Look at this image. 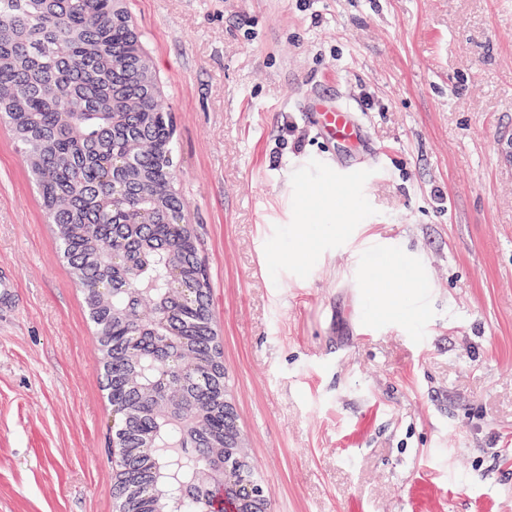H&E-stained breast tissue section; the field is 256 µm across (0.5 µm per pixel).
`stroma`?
<instances>
[{"label": "stroma", "instance_id": "1", "mask_svg": "<svg viewBox=\"0 0 512 512\" xmlns=\"http://www.w3.org/2000/svg\"><path fill=\"white\" fill-rule=\"evenodd\" d=\"M126 6L271 512H512V0ZM307 94L375 148L332 224L297 209V176L336 161ZM375 243L403 252L416 322L381 314ZM0 266V512H117L93 324L4 126Z\"/></svg>", "mask_w": 512, "mask_h": 512}]
</instances>
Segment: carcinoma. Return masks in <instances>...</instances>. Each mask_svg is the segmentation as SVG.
I'll use <instances>...</instances> for the list:
<instances>
[{
  "instance_id": "obj_1",
  "label": "carcinoma",
  "mask_w": 512,
  "mask_h": 512,
  "mask_svg": "<svg viewBox=\"0 0 512 512\" xmlns=\"http://www.w3.org/2000/svg\"><path fill=\"white\" fill-rule=\"evenodd\" d=\"M124 0H0V120L36 180L96 331L120 512L266 497L226 405L176 128Z\"/></svg>"
}]
</instances>
